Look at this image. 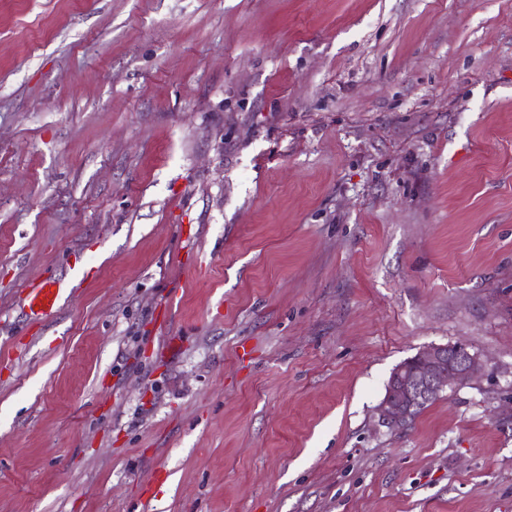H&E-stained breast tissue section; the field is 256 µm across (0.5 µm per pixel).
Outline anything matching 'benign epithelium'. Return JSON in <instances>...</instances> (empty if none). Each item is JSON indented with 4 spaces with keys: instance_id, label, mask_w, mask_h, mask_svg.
I'll return each mask as SVG.
<instances>
[{
    "instance_id": "benign-epithelium-1",
    "label": "benign epithelium",
    "mask_w": 512,
    "mask_h": 512,
    "mask_svg": "<svg viewBox=\"0 0 512 512\" xmlns=\"http://www.w3.org/2000/svg\"><path fill=\"white\" fill-rule=\"evenodd\" d=\"M478 368L477 357L461 343L419 351L391 373L378 406L382 421L395 428L409 426L418 407L446 388L470 380Z\"/></svg>"
}]
</instances>
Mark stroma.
Instances as JSON below:
<instances>
[{
	"label": "stroma",
	"instance_id": "1",
	"mask_svg": "<svg viewBox=\"0 0 512 512\" xmlns=\"http://www.w3.org/2000/svg\"><path fill=\"white\" fill-rule=\"evenodd\" d=\"M0 347V512H512V0H0ZM65 290L55 280L33 284L26 290L23 307L33 318L51 317L57 313ZM479 362L464 344L435 345L419 351L391 373L378 406L382 421L405 428L415 410L437 398L448 386L470 380Z\"/></svg>",
	"mask_w": 512,
	"mask_h": 512
}]
</instances>
